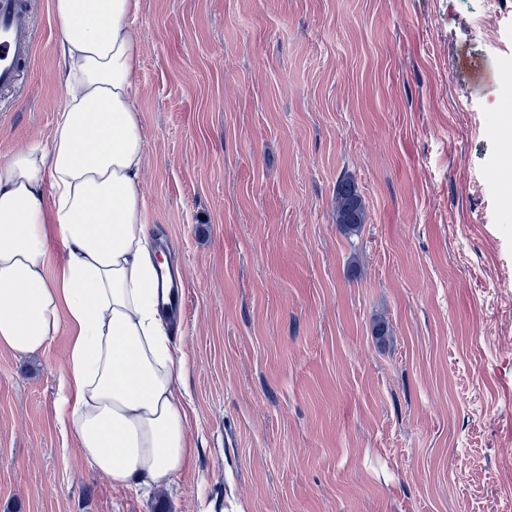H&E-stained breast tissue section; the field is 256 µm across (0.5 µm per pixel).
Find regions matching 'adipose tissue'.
Instances as JSON below:
<instances>
[{"label": "adipose tissue", "mask_w": 512, "mask_h": 512, "mask_svg": "<svg viewBox=\"0 0 512 512\" xmlns=\"http://www.w3.org/2000/svg\"><path fill=\"white\" fill-rule=\"evenodd\" d=\"M140 0H52L65 105L48 144L0 163V347L68 330L54 414L113 484L164 488L195 453L189 369L158 304L134 98ZM60 251L56 273L47 259Z\"/></svg>", "instance_id": "1"}]
</instances>
